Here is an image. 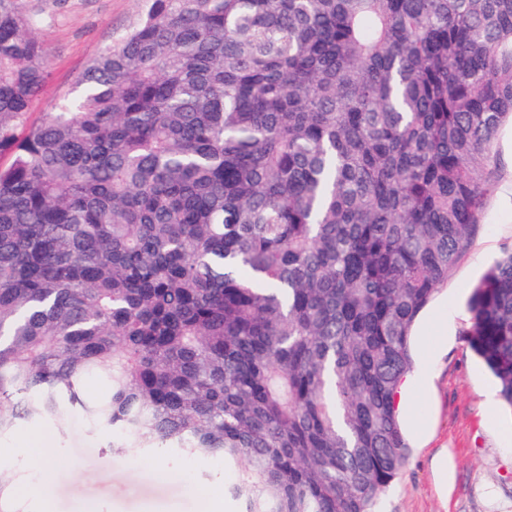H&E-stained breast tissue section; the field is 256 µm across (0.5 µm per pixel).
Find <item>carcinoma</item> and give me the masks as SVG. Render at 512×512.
Wrapping results in <instances>:
<instances>
[{"mask_svg": "<svg viewBox=\"0 0 512 512\" xmlns=\"http://www.w3.org/2000/svg\"><path fill=\"white\" fill-rule=\"evenodd\" d=\"M36 26L0 0V438L76 408L114 453L224 456L244 512H375L512 120V0H151L30 122ZM468 309L512 407V252Z\"/></svg>", "mask_w": 512, "mask_h": 512, "instance_id": "1", "label": "carcinoma"}]
</instances>
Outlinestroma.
Returning a JSON list of instances; mask_svg holds the SVG:
<instances>
[{"mask_svg":"<svg viewBox=\"0 0 512 512\" xmlns=\"http://www.w3.org/2000/svg\"><path fill=\"white\" fill-rule=\"evenodd\" d=\"M25 16L38 20L37 34L51 71L30 118L39 120L72 92L90 61L121 42L145 16L149 0H15ZM492 185L471 249L459 260L440 292L415 322V372L429 383L408 386L403 399L424 432L406 430L408 458L379 512H512V408L499 398L498 384L467 348L468 302L474 285L505 252L512 251V122L497 134ZM40 429L54 438L62 476L54 489L53 512H200L199 491H224L237 476L222 455L184 457L173 451L140 449L136 457L109 451L112 432L89 427L75 413L55 420L20 421L17 431ZM448 459V478L434 467ZM168 473L157 482L152 465ZM224 512L243 504L224 498Z\"/></svg>","mask_w":512,"mask_h":512,"instance_id":"1","label":"stroma"}]
</instances>
